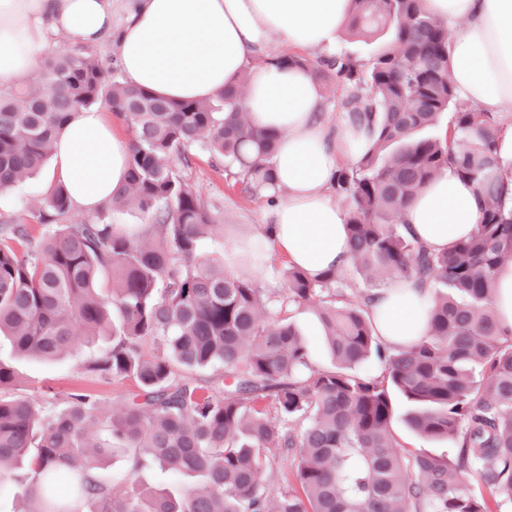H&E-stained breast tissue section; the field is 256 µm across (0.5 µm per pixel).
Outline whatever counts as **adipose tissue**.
Listing matches in <instances>:
<instances>
[{
    "mask_svg": "<svg viewBox=\"0 0 512 512\" xmlns=\"http://www.w3.org/2000/svg\"><path fill=\"white\" fill-rule=\"evenodd\" d=\"M115 3L0 0V87L34 77L57 39L91 45L111 30L126 84L166 99H216L249 71L244 108L256 129L278 135L268 165L283 198L267 234L278 253L309 277L344 266L346 214L330 185L341 160L359 158L367 136L347 126L330 134L316 119L323 99L313 75L256 55L275 41L330 53L349 0H127L117 26ZM426 7L448 22L458 96L507 119L499 153L512 160V0H426ZM131 144L97 107L76 112L56 136L55 172L76 213L92 216L111 203L127 182ZM480 219L477 188L451 169L403 210L412 235L436 251L473 234ZM374 318L380 336L399 347L417 342L428 328L421 297L402 278L385 287Z\"/></svg>",
    "mask_w": 512,
    "mask_h": 512,
    "instance_id": "1",
    "label": "adipose tissue"
}]
</instances>
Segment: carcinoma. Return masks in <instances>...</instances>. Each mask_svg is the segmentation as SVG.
<instances>
[{"label": "carcinoma", "mask_w": 512, "mask_h": 512, "mask_svg": "<svg viewBox=\"0 0 512 512\" xmlns=\"http://www.w3.org/2000/svg\"><path fill=\"white\" fill-rule=\"evenodd\" d=\"M346 30L385 41L368 60L346 52L279 62L341 84L348 125L368 146L336 171L347 203L348 267L367 288L336 300L342 270L314 279L288 266L285 287L265 294L251 279L200 256L217 238L213 212L175 166L197 151L241 193L259 196L275 134L254 128L241 95L245 76L213 101H169L128 88L116 60L73 46L49 58L37 79L0 92V337L26 356L54 360L92 346L82 368L134 383L108 415L76 390L61 408L10 396L0 362V488L25 470L28 512H494L476 496L478 477L512 503V333L493 305L498 270L512 264V162L498 153L499 116L459 98L451 78L448 25L425 0H350ZM131 124L126 186L94 219L72 221L56 185L36 238L11 218L23 204L7 193L51 159L55 135L77 110L101 99ZM442 138L425 134L439 115ZM476 185L482 219L474 233L433 251L400 220L405 204L442 171ZM129 208L142 224H123ZM112 272L103 294L101 272ZM405 277L431 290L426 336L403 349L377 335L380 292ZM311 306L334 363L313 365L309 345L283 316ZM375 358L377 376L358 373ZM407 427L452 440L451 459L404 455L393 434L395 398ZM116 444L97 442L91 425ZM133 451L128 472L101 482L95 469ZM291 454L294 482L271 478L267 453ZM157 463L181 493L127 486Z\"/></svg>", "instance_id": "obj_1"}]
</instances>
